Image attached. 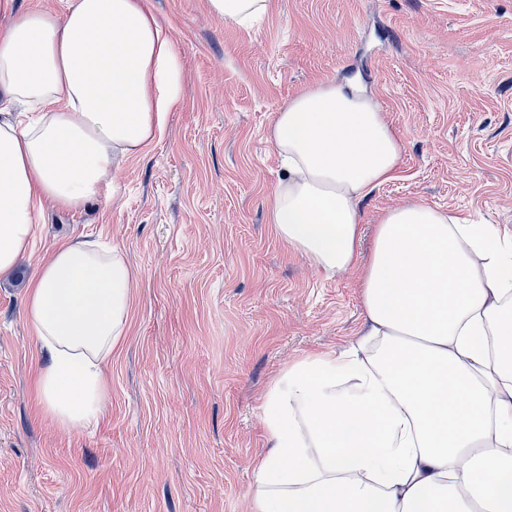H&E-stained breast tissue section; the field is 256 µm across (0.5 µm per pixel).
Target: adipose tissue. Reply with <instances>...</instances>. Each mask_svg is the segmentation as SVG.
<instances>
[{
  "label": "adipose tissue",
  "instance_id": "ef3b65f1",
  "mask_svg": "<svg viewBox=\"0 0 512 512\" xmlns=\"http://www.w3.org/2000/svg\"><path fill=\"white\" fill-rule=\"evenodd\" d=\"M183 87L149 0L12 14L0 31V275L25 257L45 204L79 210L115 186ZM270 139L286 167L277 236L326 274L359 268L366 320L356 341L268 386L252 512H512V236L412 202L380 217L357 264L360 203L400 161L377 101L350 83L303 89ZM135 286L125 253L87 240L59 243L32 276L34 389L59 428L104 416Z\"/></svg>",
  "mask_w": 512,
  "mask_h": 512
}]
</instances>
